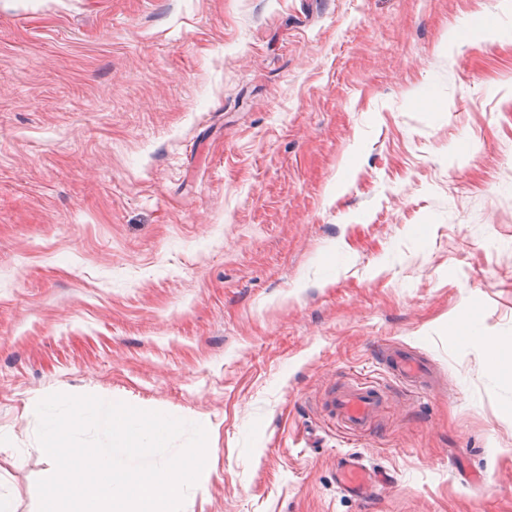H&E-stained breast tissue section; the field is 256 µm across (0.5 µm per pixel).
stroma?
Returning a JSON list of instances; mask_svg holds the SVG:
<instances>
[{"instance_id":"1","label":"stroma","mask_w":512,"mask_h":512,"mask_svg":"<svg viewBox=\"0 0 512 512\" xmlns=\"http://www.w3.org/2000/svg\"><path fill=\"white\" fill-rule=\"evenodd\" d=\"M473 313L512 344V0H0L17 512L54 392L206 426L183 512H512V370ZM355 372L389 392L358 442L325 407ZM348 456L388 475L369 501ZM481 342L485 346V350L488 354L489 360L492 364V370L497 371L501 367H511L512 363V350L511 344L509 348L498 341L484 337ZM381 357L385 360L391 374L401 383L425 389L431 384L430 369L416 354L385 346L381 348Z\"/></svg>"}]
</instances>
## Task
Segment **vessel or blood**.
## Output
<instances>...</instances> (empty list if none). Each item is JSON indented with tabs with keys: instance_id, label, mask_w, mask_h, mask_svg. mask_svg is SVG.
Wrapping results in <instances>:
<instances>
[{
	"instance_id": "obj_1",
	"label": "vessel or blood",
	"mask_w": 512,
	"mask_h": 512,
	"mask_svg": "<svg viewBox=\"0 0 512 512\" xmlns=\"http://www.w3.org/2000/svg\"><path fill=\"white\" fill-rule=\"evenodd\" d=\"M391 374L401 383L425 389L430 385V370L416 354L384 347L381 353ZM387 396L382 387L359 377L349 378L341 391L327 401L337 427L349 438L358 440L371 435ZM345 489H354L369 497L378 483L360 459L348 458L342 464Z\"/></svg>"
}]
</instances>
